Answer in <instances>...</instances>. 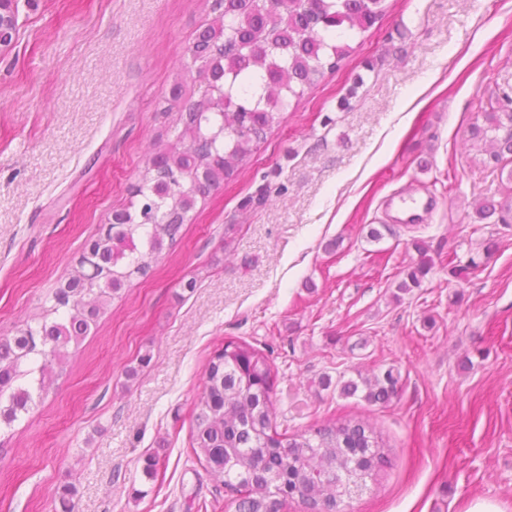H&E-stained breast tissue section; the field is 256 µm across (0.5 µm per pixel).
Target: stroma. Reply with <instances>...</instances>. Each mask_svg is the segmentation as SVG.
<instances>
[{"instance_id":"35a3bbf8","label":"stroma","mask_w":512,"mask_h":512,"mask_svg":"<svg viewBox=\"0 0 512 512\" xmlns=\"http://www.w3.org/2000/svg\"><path fill=\"white\" fill-rule=\"evenodd\" d=\"M17 3L0 49V337L126 204L213 18L204 0ZM385 6L0 431V512H61L67 487L74 512H225L190 431L230 338L269 353L279 429L355 417L381 433L390 463L345 512H512V212L476 214L512 194V163L470 151L473 124L512 96V0ZM406 196L436 207L393 223L388 201ZM419 243L432 266L401 291ZM391 367L385 405L321 385Z\"/></svg>"}]
</instances>
